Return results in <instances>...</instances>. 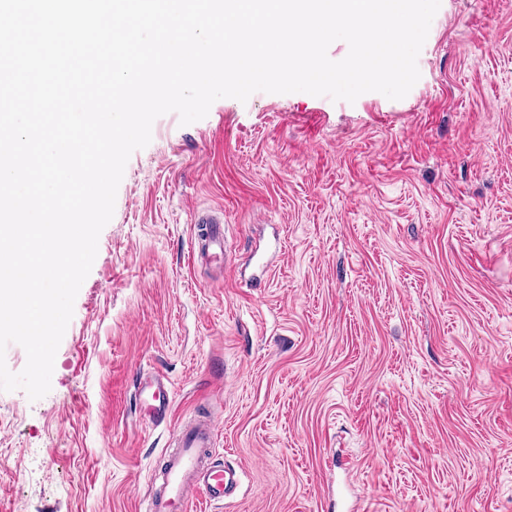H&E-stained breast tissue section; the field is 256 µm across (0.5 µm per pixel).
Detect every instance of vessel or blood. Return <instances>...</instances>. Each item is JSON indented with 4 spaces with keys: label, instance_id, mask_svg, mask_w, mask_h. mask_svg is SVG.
<instances>
[{
    "label": "vessel or blood",
    "instance_id": "1",
    "mask_svg": "<svg viewBox=\"0 0 512 512\" xmlns=\"http://www.w3.org/2000/svg\"><path fill=\"white\" fill-rule=\"evenodd\" d=\"M196 222L192 257L223 260V223L203 213ZM134 392L144 408V418L156 426L167 425L172 397L165 377L157 372L136 373ZM215 435L216 413L210 408L193 420L170 427L164 459L152 474L153 491L145 512H188L193 502L220 503L236 491L237 473L208 462Z\"/></svg>",
    "mask_w": 512,
    "mask_h": 512
}]
</instances>
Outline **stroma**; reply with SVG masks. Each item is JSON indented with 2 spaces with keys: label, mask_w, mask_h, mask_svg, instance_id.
I'll use <instances>...</instances> for the list:
<instances>
[{
  "label": "stroma",
  "mask_w": 512,
  "mask_h": 512,
  "mask_svg": "<svg viewBox=\"0 0 512 512\" xmlns=\"http://www.w3.org/2000/svg\"><path fill=\"white\" fill-rule=\"evenodd\" d=\"M406 97L222 98L133 152L51 390L0 391V512H143L173 418L242 472L192 512H512V0H441ZM224 214L230 263L189 256ZM134 377L135 395L141 406H144L143 417L155 426L167 425L172 397L165 377L154 371L151 374L139 371Z\"/></svg>",
  "instance_id": "obj_1"
}]
</instances>
